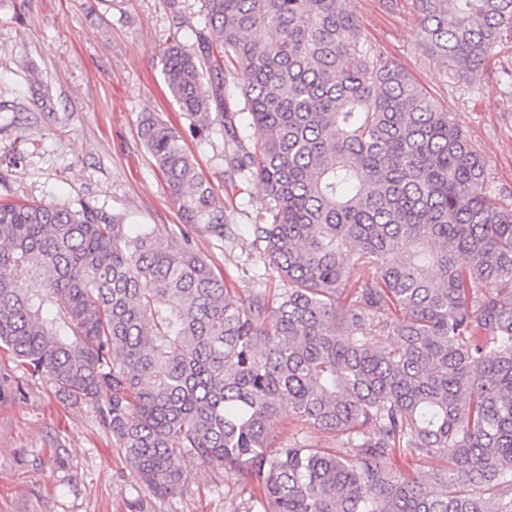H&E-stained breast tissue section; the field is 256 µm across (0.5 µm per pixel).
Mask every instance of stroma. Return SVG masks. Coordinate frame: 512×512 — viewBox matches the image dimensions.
<instances>
[{
    "label": "stroma",
    "instance_id": "obj_1",
    "mask_svg": "<svg viewBox=\"0 0 512 512\" xmlns=\"http://www.w3.org/2000/svg\"><path fill=\"white\" fill-rule=\"evenodd\" d=\"M0 0V200L89 202L127 224L163 236L189 233L194 248L236 294L279 285L257 262L251 231L261 185L238 188L222 161L220 131L187 133L163 81L160 58L171 34L193 44L200 0ZM369 38L403 64L452 112L482 152L496 189L512 195V47L477 74L427 56L412 0H348ZM156 112L185 134L203 176L228 207L232 241L190 230L138 134ZM0 512H225L233 489L259 497L244 474L189 457L187 479L158 498L137 483L93 403L65 400L47 377L0 350Z\"/></svg>",
    "mask_w": 512,
    "mask_h": 512
}]
</instances>
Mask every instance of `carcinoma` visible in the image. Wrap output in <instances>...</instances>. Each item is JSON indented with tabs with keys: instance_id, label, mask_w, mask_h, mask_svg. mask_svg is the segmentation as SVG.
I'll use <instances>...</instances> for the list:
<instances>
[{
	"instance_id": "obj_1",
	"label": "carcinoma",
	"mask_w": 512,
	"mask_h": 512,
	"mask_svg": "<svg viewBox=\"0 0 512 512\" xmlns=\"http://www.w3.org/2000/svg\"><path fill=\"white\" fill-rule=\"evenodd\" d=\"M201 2L188 47L170 0L163 79L189 134L219 127L228 172L263 186L251 228L283 288L241 298L186 235L90 203L1 201L0 349L98 404L159 497L194 456L261 485L227 512H512V198L346 0ZM414 6L425 52L467 71L512 40V0ZM138 126L185 222L224 240L179 131ZM285 414L342 447L273 446ZM395 452L448 467L426 487Z\"/></svg>"
}]
</instances>
